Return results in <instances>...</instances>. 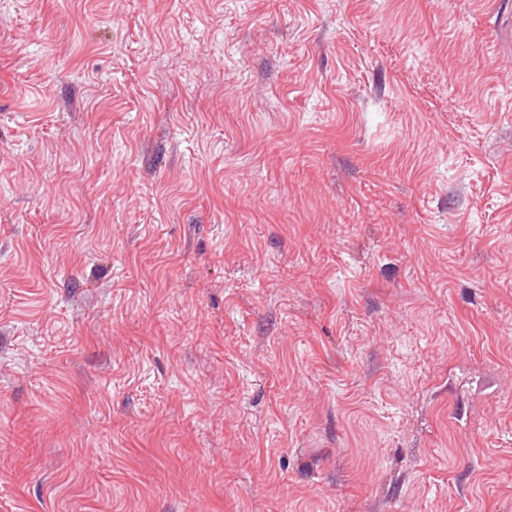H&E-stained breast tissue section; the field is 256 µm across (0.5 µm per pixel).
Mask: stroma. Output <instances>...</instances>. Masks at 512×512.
Here are the masks:
<instances>
[{
    "label": "stroma",
    "instance_id": "1",
    "mask_svg": "<svg viewBox=\"0 0 512 512\" xmlns=\"http://www.w3.org/2000/svg\"><path fill=\"white\" fill-rule=\"evenodd\" d=\"M0 512H512V0H0Z\"/></svg>",
    "mask_w": 512,
    "mask_h": 512
}]
</instances>
